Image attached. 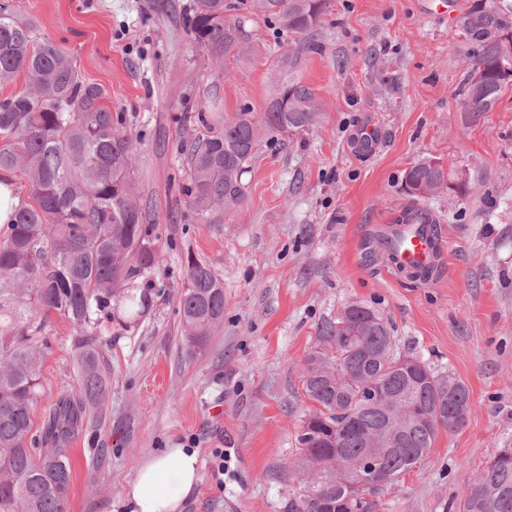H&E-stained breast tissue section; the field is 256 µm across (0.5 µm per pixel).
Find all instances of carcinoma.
<instances>
[{
    "label": "carcinoma",
    "instance_id": "obj_1",
    "mask_svg": "<svg viewBox=\"0 0 512 512\" xmlns=\"http://www.w3.org/2000/svg\"><path fill=\"white\" fill-rule=\"evenodd\" d=\"M327 0H194L186 16L193 40L214 61L256 51L247 24L274 23L289 48L272 63L264 112H199L206 134L188 148V205L199 224H220L248 195L245 176L274 135L312 125L320 112L303 82V55L323 50L317 39ZM469 52L458 90L462 112L476 121L512 90V3L476 0L457 18ZM23 77L25 89L0 101V171L20 174L27 193L0 240V512H66L73 465L65 442L101 404L108 363L98 327L120 315L128 326L150 308L159 236L133 188L139 137L112 112L106 90L82 79L51 39L39 38L19 5L0 6V87ZM457 172L435 158L405 171L409 195L427 198ZM428 223L409 210L382 240ZM77 326L80 390L62 396L34 434L39 364L48 318ZM317 328L320 346L306 360L303 388L315 409L302 420L288 475L303 484L288 512H373L372 497L421 465L440 431L462 428L470 410L466 385L420 359L400 365L390 325L374 308L353 303ZM180 316L189 355L202 351L224 322V288L211 266L187 255ZM379 379L395 408L366 403L367 379ZM439 418L442 428L407 424L408 416ZM373 467L385 486L356 487ZM460 512H512V448L472 478Z\"/></svg>",
    "mask_w": 512,
    "mask_h": 512
}]
</instances>
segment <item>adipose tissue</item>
<instances>
[{
    "instance_id": "ef3b65f1",
    "label": "adipose tissue",
    "mask_w": 512,
    "mask_h": 512,
    "mask_svg": "<svg viewBox=\"0 0 512 512\" xmlns=\"http://www.w3.org/2000/svg\"><path fill=\"white\" fill-rule=\"evenodd\" d=\"M199 480V453L169 448L142 461L119 502L121 512H180Z\"/></svg>"
}]
</instances>
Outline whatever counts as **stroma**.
Returning <instances> with one entry per match:
<instances>
[{"label": "stroma", "instance_id": "stroma-1", "mask_svg": "<svg viewBox=\"0 0 512 512\" xmlns=\"http://www.w3.org/2000/svg\"><path fill=\"white\" fill-rule=\"evenodd\" d=\"M192 3L24 0L36 35L103 86L140 135L134 188L161 234L148 312L131 327L102 324L110 382L67 442V512H116L139 463L165 448L199 453L184 512H287L300 486L286 466L312 407L303 366L318 326L353 302L378 310L403 349L470 393L463 428L440 432L375 512H457L470 478L512 448V91L465 121L468 45L459 10L442 0H329L323 50L303 68L317 121L263 144L245 203L223 223L199 224L180 147L203 135L199 111H261L288 39L253 24L257 53L211 62L185 25ZM424 158L466 172L474 190L418 202L439 223L446 260L433 278L410 279L373 254L372 239L415 203L404 174ZM190 254L224 286V323L195 356L179 307ZM77 334L51 315L35 425L59 396L78 393Z\"/></svg>", "mask_w": 512, "mask_h": 512}]
</instances>
